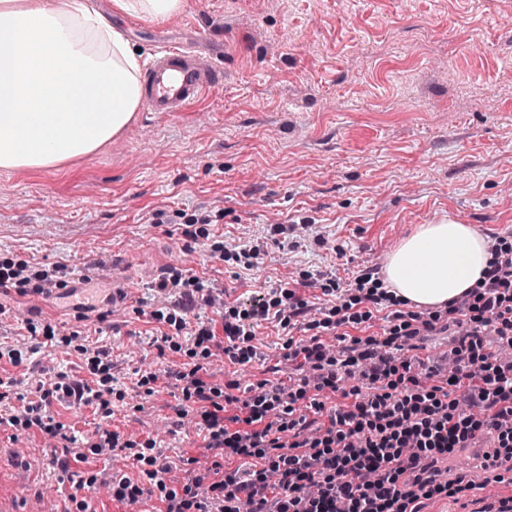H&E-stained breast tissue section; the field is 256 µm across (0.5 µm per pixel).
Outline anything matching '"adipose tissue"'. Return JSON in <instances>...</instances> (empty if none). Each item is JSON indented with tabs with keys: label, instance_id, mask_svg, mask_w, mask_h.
Wrapping results in <instances>:
<instances>
[{
	"label": "adipose tissue",
	"instance_id": "ef3b65f1",
	"mask_svg": "<svg viewBox=\"0 0 512 512\" xmlns=\"http://www.w3.org/2000/svg\"><path fill=\"white\" fill-rule=\"evenodd\" d=\"M118 13L165 22L186 0H112ZM144 59L86 0H0V170L60 167L99 152L135 120ZM486 238L448 218L420 225L388 255L394 300L438 308L475 288Z\"/></svg>",
	"mask_w": 512,
	"mask_h": 512
}]
</instances>
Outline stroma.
I'll list each match as a JSON object with an SVG mask.
<instances>
[{"instance_id":"stroma-1","label":"stroma","mask_w":512,"mask_h":512,"mask_svg":"<svg viewBox=\"0 0 512 512\" xmlns=\"http://www.w3.org/2000/svg\"><path fill=\"white\" fill-rule=\"evenodd\" d=\"M97 8L147 57L160 44L220 48L224 81L189 111L138 112L100 153L0 173V264L57 266L67 283L48 298L31 287L0 295V344L28 350L20 365L0 363V377L31 400L33 380L56 371L90 379L80 347L106 350L107 410L54 402L49 413L91 441L103 429L155 440L179 484V459L209 453L178 422L182 383L148 378L199 358L188 336L153 319L165 304L157 281L200 277L231 306L287 282L319 309L320 284L382 271L417 225L450 217L488 241L512 239V0H187L160 24L114 13L112 0ZM257 243L245 267L241 251ZM122 286L127 299L105 305ZM30 323L55 326L53 342L30 336ZM165 332L174 343H162ZM303 337L262 323L256 357L215 359L214 384L298 378L284 353ZM5 454L23 471L0 473V497L23 512H59L97 473L92 512H119L105 478L133 470L107 454L66 462L61 439L10 427L0 429ZM440 468L473 489L422 512H484L512 496L470 455Z\"/></svg>"}]
</instances>
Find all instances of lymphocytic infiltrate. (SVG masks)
I'll use <instances>...</instances> for the list:
<instances>
[{
	"instance_id": "obj_1",
	"label": "lymphocytic infiltrate",
	"mask_w": 512,
	"mask_h": 512,
	"mask_svg": "<svg viewBox=\"0 0 512 512\" xmlns=\"http://www.w3.org/2000/svg\"><path fill=\"white\" fill-rule=\"evenodd\" d=\"M492 259L477 288L441 310L391 314L385 338H350L333 351L319 337L318 322L308 320L310 305L295 290L279 287L274 297H261L248 308L230 307L221 321L188 326L184 314L197 302L212 304L210 288L198 277L172 275L156 286L158 293L178 295L179 313L155 311L157 320L187 330L201 348L203 361L190 371H173L183 382L185 400L193 409H178L203 431L212 459L203 472L174 486L166 476L170 464L159 463L155 441L144 444L138 461L139 478L113 474L112 499L122 505L139 503L144 485H151L158 504L151 512H421L425 502L459 500L472 483L442 480L437 464L455 449L470 447L493 433L495 447L484 470L495 481L512 468V247L494 244ZM376 272L355 277L348 302L333 307L338 325H358L364 314L357 304L373 307L389 303ZM276 320L282 329L302 328L311 337L288 342L286 357L303 376L291 386L262 379L250 384V395L240 399L238 381L225 385L210 380L209 359L221 349L233 362L248 363L255 355L247 340L261 322ZM467 323L455 339L449 357L453 369L433 382V368L421 358L401 360L393 349L437 324ZM492 333L500 350L486 354L483 335ZM368 381L370 393L359 384L339 386L341 374ZM106 385L91 387L66 372H57L38 400L15 408L0 379V426L36 429L58 437L63 426L47 411L51 401L107 409ZM339 404H330L332 394ZM242 405L240 415L227 409Z\"/></svg>"
}]
</instances>
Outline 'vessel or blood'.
Returning <instances> with one entry per match:
<instances>
[{
  "label": "vessel or blood",
  "instance_id": "vessel-or-blood-1",
  "mask_svg": "<svg viewBox=\"0 0 512 512\" xmlns=\"http://www.w3.org/2000/svg\"><path fill=\"white\" fill-rule=\"evenodd\" d=\"M142 82L145 111L184 112L220 84L221 70L209 53L186 45H168L154 51Z\"/></svg>",
  "mask_w": 512,
  "mask_h": 512
}]
</instances>
